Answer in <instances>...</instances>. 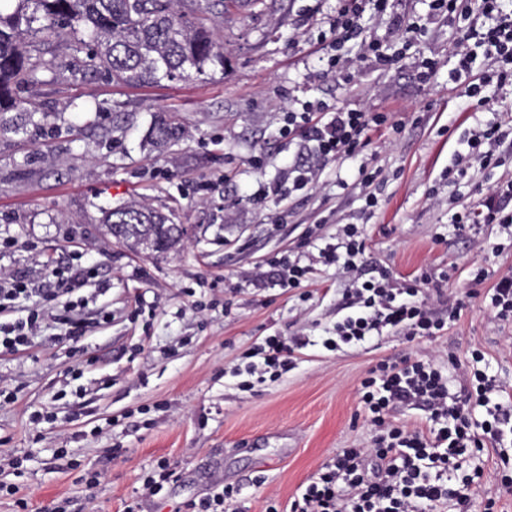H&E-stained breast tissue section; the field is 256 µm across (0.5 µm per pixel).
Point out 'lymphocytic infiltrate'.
<instances>
[{
    "label": "lymphocytic infiltrate",
    "mask_w": 512,
    "mask_h": 512,
    "mask_svg": "<svg viewBox=\"0 0 512 512\" xmlns=\"http://www.w3.org/2000/svg\"><path fill=\"white\" fill-rule=\"evenodd\" d=\"M330 19V44L335 51L327 72H343L345 58L338 51L346 43L357 45L364 56L374 58L381 69L398 63V54L383 51L378 40L368 35L363 23L367 0H340ZM500 0H431L436 15L447 18L455 32L451 55L455 66L449 76L468 78L465 95L486 105L483 90L490 83L512 84V12H504ZM492 67L479 81H470L477 57ZM380 112L354 109L330 110L306 101L289 113V131L300 132L307 148L305 162L293 168L288 178L299 191L316 182L323 166L331 161L362 156L371 143L372 131L386 124ZM512 133L495 121L469 132L468 152L457 175L468 167L487 169L495 165V145ZM457 234L464 235L480 224H495L512 231V180L489 189L478 207L451 218ZM365 239L357 225H345L339 244L326 245L320 258L324 265L342 269L364 263ZM442 290L430 270L411 280H397L386 266L376 268L368 278L353 281L348 290L351 311L336 324L342 343L359 344L380 335L384 328L402 331L411 339L440 335L448 322L456 320L459 307L441 315L434 307ZM49 291L34 280L0 270V354H12L31 343L33 328L44 323L65 326L69 339L80 340L102 317H88L81 301H71L56 310L46 309L42 297ZM36 297L25 316L14 314L18 300ZM485 356L474 353L472 388L474 397L452 393V380L431 362L412 356L384 360L371 368L360 382V401L377 432L365 448H345L335 454L293 501L291 512H472L471 490L483 478L481 468L461 474L460 458L498 448L504 430L500 419L501 401L512 396V388L488 375ZM424 406L433 423L422 432L392 422L389 413L400 406Z\"/></svg>",
    "instance_id": "lymphocytic-infiltrate-1"
}]
</instances>
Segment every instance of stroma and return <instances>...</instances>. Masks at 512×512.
Returning a JSON list of instances; mask_svg holds the SVG:
<instances>
[{
	"instance_id": "obj_1",
	"label": "stroma",
	"mask_w": 512,
	"mask_h": 512,
	"mask_svg": "<svg viewBox=\"0 0 512 512\" xmlns=\"http://www.w3.org/2000/svg\"><path fill=\"white\" fill-rule=\"evenodd\" d=\"M266 2L254 18H212L224 64L205 76L126 86L65 71L41 88L44 122L0 136V268L49 286L53 268L83 253L96 270L79 291L86 312L111 316L79 343L43 327L26 350L0 354V383L16 393L0 403V453L27 458L20 478L0 463V482H22L37 512L65 499L69 512H123L162 458L179 479L146 512H175L225 487L239 491L236 512L272 504L290 512L330 457L370 445L358 386L377 362L410 355L462 385L479 350L490 374L512 386V322L485 304L497 277L512 271V238L490 224L460 236L450 223L512 175V137L497 149L503 166L448 181L449 166L468 151L465 135L512 114V88L488 86L489 102L479 106L449 81L453 33L430 15L428 0L366 10L363 23L380 40L398 41L399 17L420 19L425 35L388 71L346 45L348 68L333 79L323 76L322 20L337 0ZM425 57L439 62L428 81L418 70ZM299 98L382 112L389 125L363 156L329 163L314 187L263 195L305 158L300 135L281 134ZM160 117L183 128L165 148L148 138ZM363 166L375 175L371 209L361 199ZM132 202L181 225L180 245L157 256L104 238L103 209ZM346 224L362 232L368 264L403 277L450 272L443 289L462 300L460 319L432 338L387 330L357 346H326L353 275L318 256ZM491 242L502 244L499 254L488 252ZM281 256L312 265V274L296 288L250 280L255 266ZM477 267L489 272L479 285ZM272 336L307 344L288 369L244 387L250 353ZM44 411L53 422H33ZM115 447L119 456H105ZM57 448L100 471V485L85 490L54 459ZM481 462L474 512L491 498L498 512H512L496 453L485 450Z\"/></svg>"
}]
</instances>
